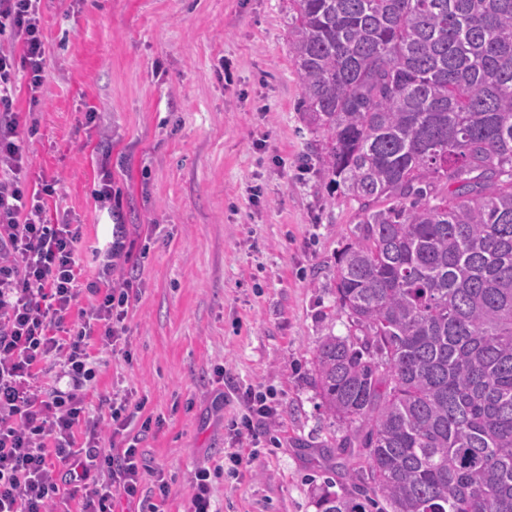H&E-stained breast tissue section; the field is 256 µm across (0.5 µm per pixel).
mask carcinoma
I'll list each match as a JSON object with an SVG mask.
<instances>
[{
  "instance_id": "carcinoma-1",
  "label": "carcinoma",
  "mask_w": 512,
  "mask_h": 512,
  "mask_svg": "<svg viewBox=\"0 0 512 512\" xmlns=\"http://www.w3.org/2000/svg\"><path fill=\"white\" fill-rule=\"evenodd\" d=\"M314 152L359 204L312 365L350 490L316 512H512V0H289Z\"/></svg>"
}]
</instances>
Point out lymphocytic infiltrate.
<instances>
[{
	"label": "lymphocytic infiltrate",
	"mask_w": 512,
	"mask_h": 512,
	"mask_svg": "<svg viewBox=\"0 0 512 512\" xmlns=\"http://www.w3.org/2000/svg\"><path fill=\"white\" fill-rule=\"evenodd\" d=\"M40 0H0V512H52L78 499L79 512H115L118 499L140 500L146 485L160 497L169 487L136 444L124 440L132 414L128 396L105 394L100 414L83 388L95 374L92 340L126 344L132 279L114 282L123 239L93 248L96 280L80 283L82 239L77 224H51L45 197L60 182L29 190V140L37 119L21 127L19 74L38 104L46 46ZM89 294L90 307L79 305ZM119 443L103 450L102 429Z\"/></svg>",
	"instance_id": "f902f5d3"
}]
</instances>
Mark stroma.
I'll return each mask as SVG.
<instances>
[{"mask_svg":"<svg viewBox=\"0 0 512 512\" xmlns=\"http://www.w3.org/2000/svg\"><path fill=\"white\" fill-rule=\"evenodd\" d=\"M287 13L288 0L40 2L29 181L60 179L46 219L80 225L81 281L98 275L91 247L124 229L118 271L139 285L127 350L91 347L86 402L144 401L129 430L168 482L164 512H185L202 466L218 512H316L329 475L316 448L344 434L320 405L312 360L325 336L347 333L332 288L359 211L313 152ZM105 150L108 208L93 197ZM249 388L272 392L277 415L242 439L257 454L233 475L228 428Z\"/></svg>","mask_w":512,"mask_h":512,"instance_id":"stroma-1","label":"stroma"}]
</instances>
